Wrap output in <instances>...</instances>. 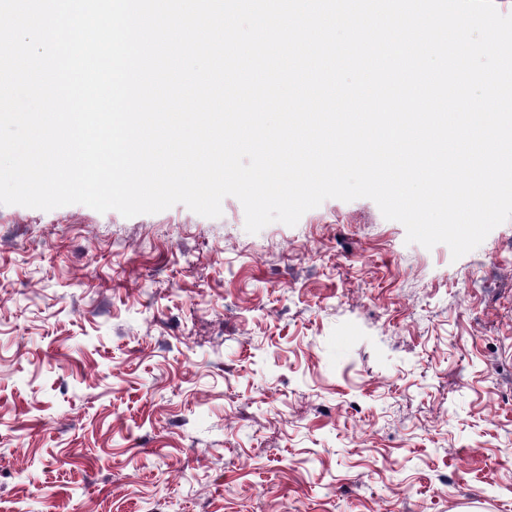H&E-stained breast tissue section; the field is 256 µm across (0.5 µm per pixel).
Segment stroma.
Masks as SVG:
<instances>
[{"instance_id":"stroma-1","label":"stroma","mask_w":512,"mask_h":512,"mask_svg":"<svg viewBox=\"0 0 512 512\" xmlns=\"http://www.w3.org/2000/svg\"><path fill=\"white\" fill-rule=\"evenodd\" d=\"M0 512H512V220L0 205Z\"/></svg>"}]
</instances>
